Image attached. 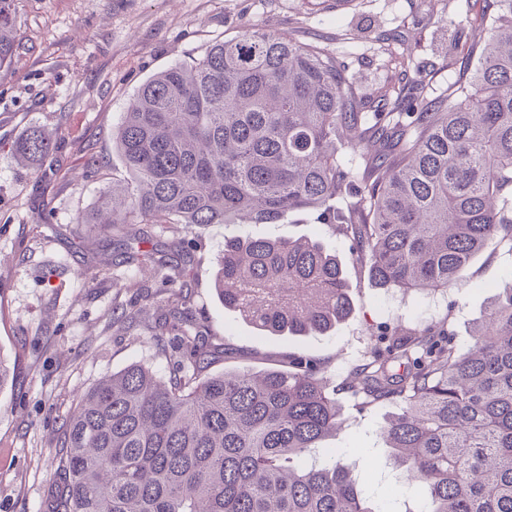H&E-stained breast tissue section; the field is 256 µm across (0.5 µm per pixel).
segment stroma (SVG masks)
<instances>
[{
    "instance_id": "35a3bbf8",
    "label": "stroma",
    "mask_w": 512,
    "mask_h": 512,
    "mask_svg": "<svg viewBox=\"0 0 512 512\" xmlns=\"http://www.w3.org/2000/svg\"><path fill=\"white\" fill-rule=\"evenodd\" d=\"M495 0H17L21 41L0 65V512H50L58 460L54 439L80 393L133 364L169 372L178 341L155 337L148 319L118 320L144 296L166 300L163 272L122 264L123 229L82 223L113 180L128 173L115 147L138 89L210 44L259 28L312 43L345 65L357 97L395 87L409 96H448L469 82L488 39ZM467 19L458 28V19ZM33 126L56 138L39 167L14 148ZM157 249L188 242L193 258L186 306L215 350L209 370H262L300 356L341 382L349 363L397 324L450 321L460 347L496 287L512 279V246L488 247L454 288L402 293L375 287L334 226L301 211L275 224L147 225ZM251 235L323 243L343 263L353 312L325 335L270 336L225 308L213 289L225 237ZM343 429L317 449L343 451L359 492L384 512H414L404 474L381 428L395 411L358 414L341 396Z\"/></svg>"
}]
</instances>
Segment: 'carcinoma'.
Listing matches in <instances>:
<instances>
[{"label": "carcinoma", "mask_w": 512, "mask_h": 512, "mask_svg": "<svg viewBox=\"0 0 512 512\" xmlns=\"http://www.w3.org/2000/svg\"><path fill=\"white\" fill-rule=\"evenodd\" d=\"M16 0H0V65L15 49ZM470 83L389 112L357 111L344 67L321 48L261 30L214 43L136 93L115 146L129 179L87 219L120 224H275L300 211L334 224L381 288L447 290L488 246L512 243V0ZM53 140L37 126L17 153ZM353 198L350 208L334 205ZM128 262L171 267L156 335L180 337L169 376L135 365L76 403L58 439L52 512H380L342 457L301 461L336 436L339 395L398 407L384 434L420 512H512V282L461 350L451 326L398 329L332 385L302 359L204 374L215 358L184 310L189 251L170 260L134 234ZM214 290L255 329L327 333L352 312L341 262L321 244L224 240Z\"/></svg>", "instance_id": "1"}]
</instances>
